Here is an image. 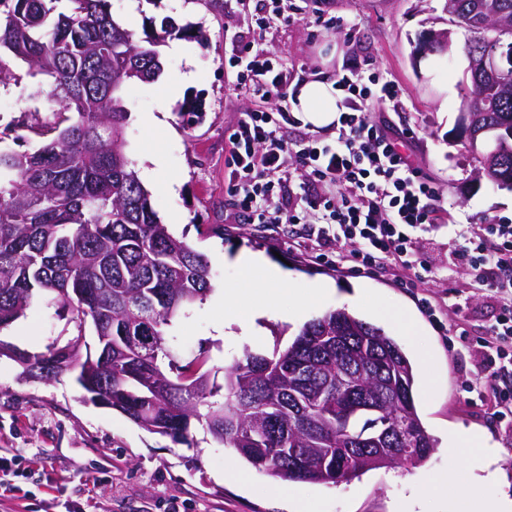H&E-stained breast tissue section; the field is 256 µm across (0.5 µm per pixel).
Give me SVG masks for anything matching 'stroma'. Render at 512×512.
<instances>
[{"label": "stroma", "instance_id": "obj_1", "mask_svg": "<svg viewBox=\"0 0 512 512\" xmlns=\"http://www.w3.org/2000/svg\"><path fill=\"white\" fill-rule=\"evenodd\" d=\"M112 13L136 39L154 23L174 18L187 27L183 52L160 46L164 69L151 83L126 92L131 112L126 151L137 171L158 154L163 167L146 182L162 223L209 260L213 291L182 320L179 333L190 355L206 354L207 368L230 365L243 347L267 352L288 345L310 319L332 309H348L381 323L417 365L414 398L427 432L437 439L420 467L381 468L336 486L291 481L288 493L319 499L322 512H392L394 505L429 479L459 467L445 446L450 433L483 435L500 451L499 474L487 482L475 469L449 487L447 497L426 500L423 512H467L476 492L512 500V423L500 422L492 397L469 388L479 382L482 360L475 350L489 337L496 305L488 291L472 287L456 268L447 239L423 241L434 275L416 288L402 287L397 271L354 272L317 261L293 243L287 227L250 224L231 204L224 179L228 136L241 112L261 107L260 98L241 92L229 67L233 44L248 36L282 58L295 76L310 81L335 76L349 66L375 69L399 87V96L383 108L396 130L415 135L406 152L414 167L433 178L443 206L459 222L481 223L491 216L512 224V188L475 181L474 161L455 139L467 65L461 53L420 67L412 58L428 31L448 26L445 0H285L286 24L257 30L253 23L262 0H111ZM208 41L199 44L195 35ZM192 80L174 88L182 73ZM30 83L0 89V144L15 147L14 122L30 119L34 107ZM175 189H168L169 180ZM241 252L261 254L269 263L286 260L288 280L275 306L288 320L269 319L259 336L224 341L215 326L224 319V299L244 287L233 264ZM335 286L316 300V283ZM361 292L364 305L345 297ZM384 302L402 308L407 322H379L370 306ZM65 326L53 309L28 315L0 331V339L32 352L45 350ZM430 366H421V357ZM192 446L172 442L130 422L119 412L82 400L69 377L53 382L27 381L12 360L0 357V457L10 469L11 492L0 497V512H286L275 489L279 482L257 472L230 448L214 442L193 425ZM245 472L248 484L225 479L228 468Z\"/></svg>", "mask_w": 512, "mask_h": 512}]
</instances>
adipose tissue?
I'll use <instances>...</instances> for the list:
<instances>
[{
  "mask_svg": "<svg viewBox=\"0 0 512 512\" xmlns=\"http://www.w3.org/2000/svg\"><path fill=\"white\" fill-rule=\"evenodd\" d=\"M338 93L328 78L306 81L298 87L293 106L305 123L316 128L334 125L338 116ZM249 288L224 302L225 326L239 325L242 333L257 336L261 324L274 302L280 286L285 282L284 272L269 264L262 256L240 253L234 258Z\"/></svg>",
  "mask_w": 512,
  "mask_h": 512,
  "instance_id": "ef3b65f1",
  "label": "adipose tissue"
}]
</instances>
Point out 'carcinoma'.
<instances>
[{"label": "carcinoma", "instance_id": "cac0c4a2", "mask_svg": "<svg viewBox=\"0 0 512 512\" xmlns=\"http://www.w3.org/2000/svg\"><path fill=\"white\" fill-rule=\"evenodd\" d=\"M448 26L467 32L462 45L421 52L457 49L469 61L512 34V0H448ZM184 37L166 17L137 40L109 0H0V86L36 80L30 99L48 113L17 125L44 139L37 150L0 147V329L41 307L69 315L75 334L65 344L21 358L43 369L65 355L88 400L187 446L195 420L277 480L336 486L340 467L353 478L424 464L436 440L418 415L412 362L345 309L312 318L285 348H244L221 385L204 362L180 364L176 328L212 292L211 269L160 222L133 168L125 92L155 81L158 46ZM462 84L460 112L479 132L475 175L512 188V53L494 72L467 66ZM338 335L348 345L336 346Z\"/></svg>", "mask_w": 512, "mask_h": 512}]
</instances>
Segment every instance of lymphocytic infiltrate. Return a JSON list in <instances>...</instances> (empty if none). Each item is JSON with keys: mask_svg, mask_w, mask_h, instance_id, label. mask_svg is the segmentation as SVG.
Masks as SVG:
<instances>
[{"mask_svg": "<svg viewBox=\"0 0 512 512\" xmlns=\"http://www.w3.org/2000/svg\"><path fill=\"white\" fill-rule=\"evenodd\" d=\"M238 88L264 99L261 109L242 112L229 135L226 162L233 206L253 224H291L303 228L304 243L321 260L352 271L377 272L394 265L404 285L417 287L431 267L420 243L448 235L472 281L499 302L483 355L493 362L477 394L493 393L497 415L512 419V387L500 383L512 374V224H452L436 184L415 168L403 149L412 131L393 133L371 107L397 96L382 73L353 67L337 74L342 112L336 137L288 140L297 123L289 104L293 74L282 60L245 41L229 59ZM296 158L303 181L288 171Z\"/></svg>", "mask_w": 512, "mask_h": 512, "instance_id": "1", "label": "lymphocytic infiltrate"}]
</instances>
